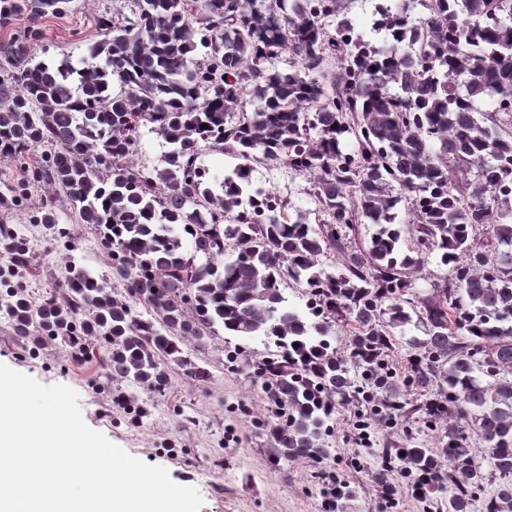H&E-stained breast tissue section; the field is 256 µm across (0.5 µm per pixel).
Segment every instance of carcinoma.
Wrapping results in <instances>:
<instances>
[{
	"mask_svg": "<svg viewBox=\"0 0 512 512\" xmlns=\"http://www.w3.org/2000/svg\"><path fill=\"white\" fill-rule=\"evenodd\" d=\"M70 2L0 0V159L20 171L0 206L51 188L31 223L68 250L63 195L112 280L70 259L35 298L29 240L0 224L17 347L59 344L162 395L178 371L206 378L188 344L262 337L274 350L227 349L224 366L261 381L273 462L329 460L351 405L364 431L406 435L378 452V484L401 467L429 476L439 512H512V0H390L379 46L346 0H127L94 17L89 60L33 61L40 21ZM144 128L166 147L161 168L138 160ZM211 148L238 160L212 188ZM258 166L306 177L315 208L278 203L250 179ZM433 259L446 273L419 295ZM290 284L305 309L287 304ZM413 322L424 337L400 362ZM417 423L439 447L415 441Z\"/></svg>",
	"mask_w": 512,
	"mask_h": 512,
	"instance_id": "1",
	"label": "carcinoma"
}]
</instances>
